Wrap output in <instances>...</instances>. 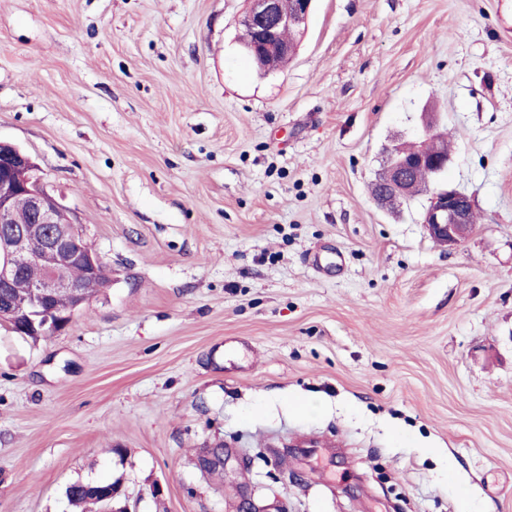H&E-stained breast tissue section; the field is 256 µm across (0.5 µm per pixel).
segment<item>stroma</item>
Wrapping results in <instances>:
<instances>
[{
    "label": "stroma",
    "mask_w": 512,
    "mask_h": 512,
    "mask_svg": "<svg viewBox=\"0 0 512 512\" xmlns=\"http://www.w3.org/2000/svg\"><path fill=\"white\" fill-rule=\"evenodd\" d=\"M245 0H0V140L109 270L0 327V512H512V0H316L258 73ZM474 232L371 185L427 121ZM223 447L222 476L202 449ZM472 213V201L465 194L454 189L434 188L424 224L435 242L454 248L469 237ZM97 482L101 483L100 490L105 487L112 488L114 494L117 493L118 488L120 487V480L117 479L115 481L105 480V481H76L70 483L65 489V496L69 502V504L75 509L73 512H86V508L89 505L98 506L100 511H106L110 505L102 501L99 497L95 495L93 492L94 487L97 486Z\"/></svg>",
    "instance_id": "obj_1"
}]
</instances>
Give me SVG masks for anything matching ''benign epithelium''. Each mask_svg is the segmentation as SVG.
<instances>
[{"label": "benign epithelium", "mask_w": 512, "mask_h": 512, "mask_svg": "<svg viewBox=\"0 0 512 512\" xmlns=\"http://www.w3.org/2000/svg\"><path fill=\"white\" fill-rule=\"evenodd\" d=\"M314 0H249L242 25L249 38L241 43L245 54L261 62L267 53L284 55L295 46L282 37L307 21ZM450 156L421 147L405 154L387 149V158L375 184L386 196L409 197L410 176L425 170L432 174L448 167ZM24 205L29 223L17 224L14 214ZM473 204L454 189L435 188L424 217L429 235L439 245L454 248L472 230ZM40 266L42 277L30 284L25 305H17L10 288L21 275L17 258ZM100 282L107 269L98 253L78 229L74 213L44 187L38 166L19 148L0 141V316L7 313L20 336H56L87 303L80 281L70 277L73 267Z\"/></svg>", "instance_id": "benign-epithelium-1"}]
</instances>
